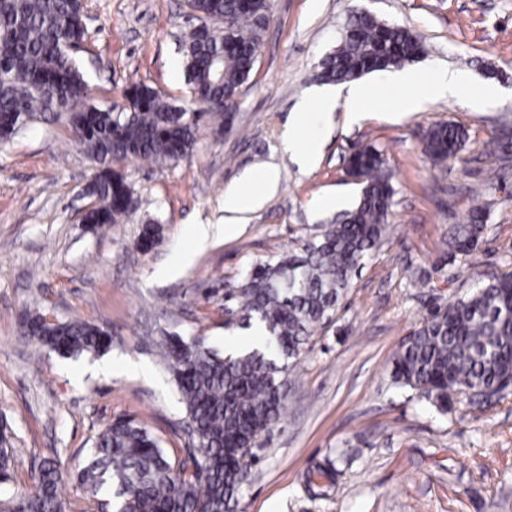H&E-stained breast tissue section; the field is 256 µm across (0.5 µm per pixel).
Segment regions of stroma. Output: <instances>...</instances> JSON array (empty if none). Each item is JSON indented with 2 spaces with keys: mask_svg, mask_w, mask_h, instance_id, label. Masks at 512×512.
I'll return each instance as SVG.
<instances>
[{
  "mask_svg": "<svg viewBox=\"0 0 512 512\" xmlns=\"http://www.w3.org/2000/svg\"><path fill=\"white\" fill-rule=\"evenodd\" d=\"M83 3L87 37L75 57L91 104L122 106L137 81L184 105L181 40L197 24L185 0ZM270 4L232 120L204 119L192 154L178 163H119L138 204L125 223H81L94 164L66 115L0 145V428L19 450L0 491L25 490L35 465L53 457L71 512H96V499L70 476L96 435L124 415L143 420L172 456H185L186 411L160 341L201 336L227 351L244 330L225 325V293L250 265L298 248L350 208L359 187L346 160L373 145L396 190L387 234L292 370L285 414L259 439L237 512H512V394L490 408L442 414L391 379L399 343L435 307L467 294L475 280L512 272V153L498 148L512 136V0ZM363 9L423 41L424 55L405 74L431 79L449 70L469 93L494 94L443 97L402 113L390 106L397 92L386 73L368 74L374 97L361 119L341 103L325 125L300 131V139L323 141L316 163L301 166L282 147L291 115L321 88L322 60ZM444 122L468 139L435 166L422 135ZM269 168L279 173L276 191L233 235L197 247L191 225L223 223L225 190ZM481 187L488 215L478 245L450 257L448 239ZM148 224L159 242L144 252L138 241ZM36 302L58 320L107 328L111 349L65 358L24 336L20 316ZM327 458L340 474L317 495L305 472Z\"/></svg>",
  "mask_w": 512,
  "mask_h": 512,
  "instance_id": "35a3bbf8",
  "label": "stroma"
}]
</instances>
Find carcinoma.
I'll return each mask as SVG.
<instances>
[{"instance_id": "cac0c4a2", "label": "carcinoma", "mask_w": 512, "mask_h": 512, "mask_svg": "<svg viewBox=\"0 0 512 512\" xmlns=\"http://www.w3.org/2000/svg\"><path fill=\"white\" fill-rule=\"evenodd\" d=\"M200 24L185 36L183 106L134 83L120 110L89 103L91 88L72 48L86 39L81 0H0V144L47 113L68 115L75 143L95 163L86 188L96 226L122 224L136 211L134 191L112 164L140 159L169 164L193 151L196 115L224 113L254 69L268 19L267 0H188ZM348 32L326 57L319 78L343 84L418 60L423 44L411 31L371 14H353ZM466 133L438 123L425 134V154L441 163L460 151ZM361 178L357 203L341 221L324 224L298 249L250 266L228 294L226 309L257 330L258 346L223 356L201 336L161 342L191 426L192 448L176 459L134 418L104 429L76 474L78 486L114 512H235L251 471L257 438L284 415L288 373L318 326L330 320L354 278L384 238L395 188L383 153L361 146L348 158ZM486 213L474 205L455 228L451 255L477 245ZM47 311H26L25 335L67 357L106 352L112 335L93 321L44 323ZM392 378L440 413L454 404L485 405L512 385V274L479 280L472 291L433 310L400 342ZM327 460L307 484L336 480ZM0 512H71L57 461L42 459L24 493L0 499Z\"/></svg>"}]
</instances>
